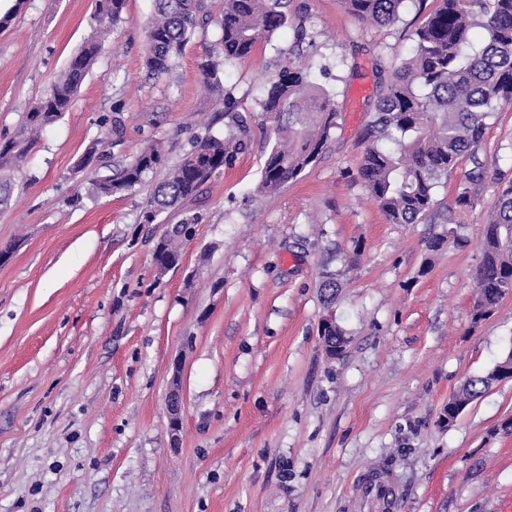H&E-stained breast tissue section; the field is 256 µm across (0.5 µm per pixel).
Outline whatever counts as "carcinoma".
I'll use <instances>...</instances> for the list:
<instances>
[{
  "label": "carcinoma",
  "instance_id": "1",
  "mask_svg": "<svg viewBox=\"0 0 512 512\" xmlns=\"http://www.w3.org/2000/svg\"><path fill=\"white\" fill-rule=\"evenodd\" d=\"M406 0H343L345 9L361 23L388 28L399 20ZM436 7L413 31V54L383 88L364 129L366 147L358 175L372 201L391 224H420L435 206V190L463 160L473 167L469 182L484 177L476 157L488 120L503 103L512 102V0H435ZM96 31L72 55L50 91L26 113L17 134L0 143V169L20 161L32 140L68 111L90 66L102 53L107 34L120 20L125 0H95ZM218 25L227 62L246 58L255 46L271 39L288 23V0H221ZM213 21L211 0H154L147 31L144 68L159 78L171 68L196 30ZM486 33L474 47L475 29ZM313 64L287 57L264 98L260 111L231 113L226 133L210 127L194 133L190 149L168 168L142 211L140 223L157 222L160 215L196 195L198 189L232 165L250 145L253 124L266 132L270 148L256 194L279 192L323 152L337 128L338 114L330 92L312 78ZM199 79L208 90L221 88L219 64L207 55L199 63ZM166 159L156 144L144 146L116 172L92 182L97 196L135 193L145 176ZM202 215L187 214L154 258L163 274L178 264L183 239L201 223ZM482 260L472 271L478 291L472 310L475 324L489 318L501 299L512 292V182L500 187L495 209L482 231ZM508 352L492 369L465 379L448 404V424L494 384L507 378Z\"/></svg>",
  "mask_w": 512,
  "mask_h": 512
}]
</instances>
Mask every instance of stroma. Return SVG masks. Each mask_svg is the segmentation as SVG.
I'll return each instance as SVG.
<instances>
[{
	"label": "stroma",
	"instance_id": "35a3bbf8",
	"mask_svg": "<svg viewBox=\"0 0 512 512\" xmlns=\"http://www.w3.org/2000/svg\"><path fill=\"white\" fill-rule=\"evenodd\" d=\"M433 0L367 27L341 0H289L288 25L227 62L217 24L197 31L170 71L143 66L153 0H126L70 110L46 127L0 204V512H374L359 490L384 472L399 512H502L512 504V379L446 424L465 378L512 349V293L472 325V270L499 184L512 181V103L477 155L436 190L431 218L387 223L358 176L362 130ZM0 29V139L13 137L92 31L95 0H24ZM304 26L301 56L325 65L338 126L318 159L278 193L255 195L267 141L250 147L158 223L140 221L164 176L134 194L90 195L145 142L174 165L202 124L223 134L224 99L258 112L267 81ZM220 61L209 94L198 66ZM120 108L113 145L106 119ZM98 172L77 163L91 143ZM468 191L472 207L455 199ZM83 200L72 207L73 192ZM203 220L176 267L153 250L185 213ZM452 222L456 241L427 243ZM340 279L325 307L321 274ZM333 310L348 338L328 360L318 332ZM183 394L169 435L172 378ZM182 394L180 390L179 378H173V388H171L168 401L167 410L169 414V428L171 439L174 444L179 442L180 432L182 429Z\"/></svg>",
	"mask_w": 512,
	"mask_h": 512
}]
</instances>
